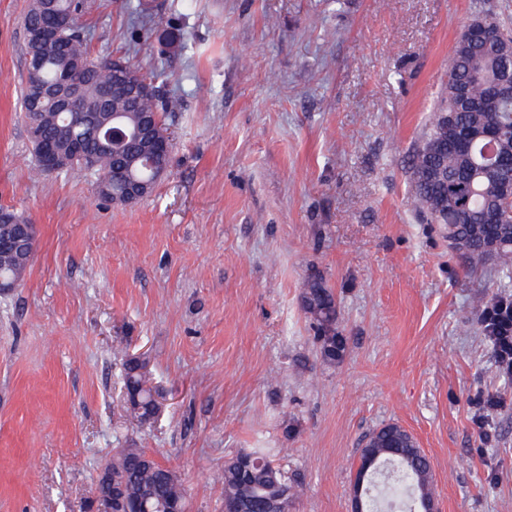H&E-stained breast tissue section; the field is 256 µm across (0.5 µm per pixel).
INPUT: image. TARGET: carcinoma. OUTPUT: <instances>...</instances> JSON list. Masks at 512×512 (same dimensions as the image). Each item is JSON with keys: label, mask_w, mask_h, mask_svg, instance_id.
Listing matches in <instances>:
<instances>
[{"label": "carcinoma", "mask_w": 512, "mask_h": 512, "mask_svg": "<svg viewBox=\"0 0 512 512\" xmlns=\"http://www.w3.org/2000/svg\"><path fill=\"white\" fill-rule=\"evenodd\" d=\"M160 4L157 0H135L131 12L143 20L154 17ZM87 9L86 0H29L23 16V29L28 31L51 23L60 14L78 20ZM491 26L492 40L472 44L457 40L448 63L444 95L433 111L429 124L416 145L410 165V191L415 205L426 216L427 223L440 224L448 233V242L460 251L468 263L477 267L496 260L503 271L512 272V239L503 237V226L486 223V215L498 206L493 187L499 179H511L512 169L493 168L484 153L488 149L477 142L469 153L454 148L453 131L444 126L441 113H456L459 131L475 130L491 123L500 139L512 143V101L494 100L489 95V82L502 66L497 45L512 43L508 31L491 18H482ZM91 63L78 75L77 86L84 101V110L96 112L97 124L79 116L61 114L54 105L36 100L35 86L53 85L58 80L63 63ZM125 78H115L112 58L92 56L78 25L60 33L57 49L44 55L34 73H26L23 108L27 124L38 123L42 136L56 146L81 142L83 155L62 162V168L83 167L97 175L100 195L113 201L125 196L127 182L134 178L154 190L157 185L155 166L141 157V148L134 139L139 114L154 116L157 138L170 139L163 121L168 109L160 81L162 74L150 77L141 73L129 59ZM117 118L124 132L112 150L100 149L97 125L105 120L103 113ZM497 239L498 247L487 249L484 241ZM34 248L24 255L0 252V276L6 281L22 283L29 269ZM307 311L314 317L324 335L318 337L324 360L334 362L345 350V340L336 335V303L333 293L322 281L310 283L305 295ZM124 387L130 415L143 423L154 420L160 412L149 378L146 362L137 356H125ZM373 455L378 461H391L390 488L409 489L411 495L402 503L404 512H414L417 498L433 491L431 464L424 453L401 426L391 424L370 436ZM271 449L253 448L224 460L222 485L224 503L242 502L249 512H268V506L286 499L294 505L299 495L298 484L292 481L274 460ZM112 475L122 486L121 499L112 503L116 512L135 505H146L151 512H180L184 509V486L175 470L167 467L141 448H116L112 454Z\"/></svg>", "instance_id": "cac0c4a2"}]
</instances>
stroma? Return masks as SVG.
Listing matches in <instances>:
<instances>
[{
	"mask_svg": "<svg viewBox=\"0 0 512 512\" xmlns=\"http://www.w3.org/2000/svg\"><path fill=\"white\" fill-rule=\"evenodd\" d=\"M161 2L146 30L130 0L78 20L93 55L166 77L170 171L123 206L90 171L34 176L28 0H0V207L38 227L0 293V512H88L129 442L177 471L186 512H224V460L250 448L301 483L294 512H350L363 441L390 423L429 457L440 512H512V378L479 321L512 281L470 270L409 189L459 34L512 28V0ZM173 25L184 50L158 41ZM314 277L345 339L333 363ZM119 342L147 362L152 424L126 413ZM32 246L33 245L27 249V252L31 254V256L27 254L18 255L16 253L0 252V276L2 275L5 281L17 282V287L21 285L33 257L35 242L33 248ZM307 311L314 317L323 336H317L321 355L325 361L335 362L345 350L343 336H336L333 325L336 320V303L333 293L321 280H313L305 295Z\"/></svg>",
	"mask_w": 512,
	"mask_h": 512,
	"instance_id": "obj_1",
	"label": "stroma"
}]
</instances>
